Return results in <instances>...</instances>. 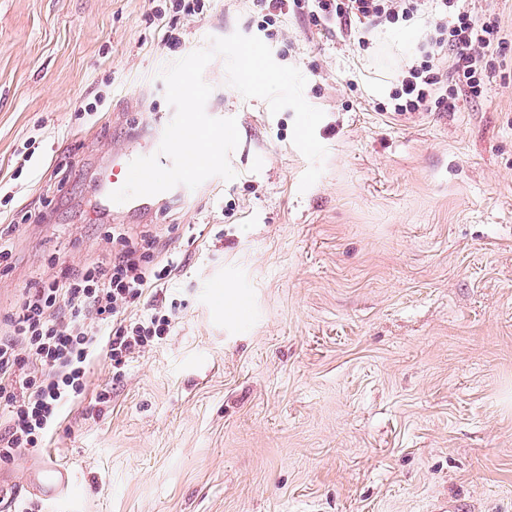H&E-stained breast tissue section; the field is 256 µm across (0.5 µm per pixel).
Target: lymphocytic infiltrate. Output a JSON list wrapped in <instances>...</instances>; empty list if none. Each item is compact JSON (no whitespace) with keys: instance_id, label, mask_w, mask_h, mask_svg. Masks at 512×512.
I'll return each instance as SVG.
<instances>
[{"instance_id":"1","label":"lymphocytic infiltrate","mask_w":512,"mask_h":512,"mask_svg":"<svg viewBox=\"0 0 512 512\" xmlns=\"http://www.w3.org/2000/svg\"><path fill=\"white\" fill-rule=\"evenodd\" d=\"M267 16L308 10L313 21L340 32L370 34L400 22H419L424 37L418 55L402 69L394 112L480 97L498 74L496 62L512 42L497 17L480 12L475 0H253ZM150 239L123 243L109 258L86 265L61 283L40 280L22 293L5 316L0 333V461L42 448L60 422L63 408L87 386L88 369L105 355L122 372L135 355L169 336L178 318L175 305L147 310L138 305L162 288L173 263L149 264Z\"/></svg>"}]
</instances>
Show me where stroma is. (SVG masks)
<instances>
[{
  "instance_id": "1",
  "label": "stroma",
  "mask_w": 512,
  "mask_h": 512,
  "mask_svg": "<svg viewBox=\"0 0 512 512\" xmlns=\"http://www.w3.org/2000/svg\"><path fill=\"white\" fill-rule=\"evenodd\" d=\"M163 3L0 0V317L118 250L112 231L174 259L180 305L121 378L94 360L44 451L9 469L68 463L70 512H512V51L481 97L399 116L419 25L362 49L304 11L265 29L251 0H210L172 48ZM236 32L324 111L317 182L299 188L293 111L244 98L217 57L206 109L237 122L235 178L95 219L112 145H147L171 110L161 71Z\"/></svg>"
}]
</instances>
